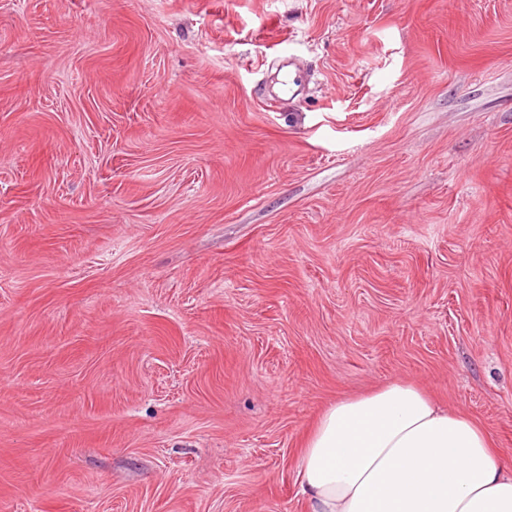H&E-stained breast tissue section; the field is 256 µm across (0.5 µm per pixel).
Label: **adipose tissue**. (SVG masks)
Segmentation results:
<instances>
[{"label":"adipose tissue","instance_id":"ef3b65f1","mask_svg":"<svg viewBox=\"0 0 512 512\" xmlns=\"http://www.w3.org/2000/svg\"><path fill=\"white\" fill-rule=\"evenodd\" d=\"M297 480L307 512H512V462L472 418L404 382L329 405Z\"/></svg>","mask_w":512,"mask_h":512}]
</instances>
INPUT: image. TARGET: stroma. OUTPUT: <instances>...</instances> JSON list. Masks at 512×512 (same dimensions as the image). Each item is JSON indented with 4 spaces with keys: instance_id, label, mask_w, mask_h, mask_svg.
Returning <instances> with one entry per match:
<instances>
[{
    "instance_id": "35a3bbf8",
    "label": "stroma",
    "mask_w": 512,
    "mask_h": 512,
    "mask_svg": "<svg viewBox=\"0 0 512 512\" xmlns=\"http://www.w3.org/2000/svg\"><path fill=\"white\" fill-rule=\"evenodd\" d=\"M394 381L512 458V0H0V512H306Z\"/></svg>"
}]
</instances>
